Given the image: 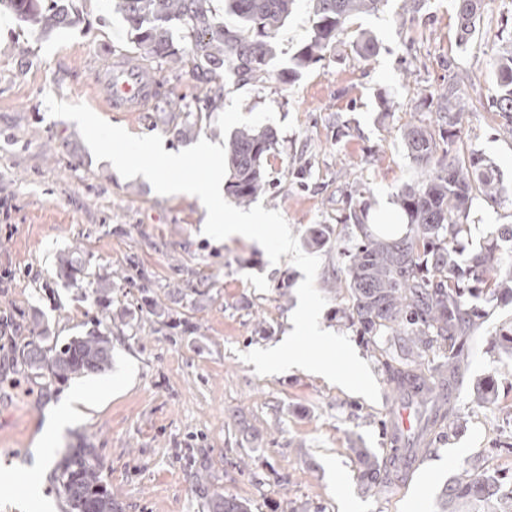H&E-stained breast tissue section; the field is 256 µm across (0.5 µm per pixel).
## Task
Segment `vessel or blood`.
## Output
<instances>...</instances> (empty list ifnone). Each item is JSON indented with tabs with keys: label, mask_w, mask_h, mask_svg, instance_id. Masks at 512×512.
Listing matches in <instances>:
<instances>
[{
	"label": "vessel or blood",
	"mask_w": 512,
	"mask_h": 512,
	"mask_svg": "<svg viewBox=\"0 0 512 512\" xmlns=\"http://www.w3.org/2000/svg\"><path fill=\"white\" fill-rule=\"evenodd\" d=\"M92 68V95L101 111L141 112L153 101L159 79L146 61L119 55Z\"/></svg>",
	"instance_id": "b4317fda"
}]
</instances>
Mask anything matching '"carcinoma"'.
<instances>
[{
	"mask_svg": "<svg viewBox=\"0 0 512 512\" xmlns=\"http://www.w3.org/2000/svg\"><path fill=\"white\" fill-rule=\"evenodd\" d=\"M115 10L128 25L132 42L149 62L191 64L193 76L209 82L225 67L242 83L263 82L276 77L294 82L303 71L322 61L336 48L344 25L351 18L375 12L386 0H312V28L308 39L293 55L288 68L270 70L276 32L288 18L296 0H227L228 13L236 24L221 25L209 15L205 0H113ZM459 42L467 44L486 9V0H455ZM17 19L42 32L72 26L78 17L74 0H0ZM180 22L189 32V44H174L171 26ZM354 51L364 60L378 51L369 31L358 34ZM496 76L493 112L501 127L512 133V44L492 61ZM435 124H407L401 139L408 156L424 176L406 185L396 196L405 215V230L399 236L369 229V203L364 187L347 195V212L339 219L350 247L336 271V287L347 290L338 315L379 347L388 336L394 354L384 362L393 394L399 402L416 408L419 428L405 442L391 436L392 452L381 463L367 448H355L359 476L365 489L376 492L387 485L390 474L401 471L403 459L428 450L437 428L453 414L451 392L463 381L468 368L469 343L485 322L480 301L512 303V224H496L479 247L465 251L463 240L474 201L490 205L512 200V182L503 180L496 165L473 152L458 156L463 109L457 90L450 86L431 101ZM276 133L270 127L234 131L226 153L229 178L227 192L240 205L250 204L269 181L263 161L274 149ZM327 225L306 231L309 246L322 248L331 241ZM112 326L75 336L58 345L43 347L28 343L21 362L31 371L54 380H69L102 373L112 368ZM495 344L502 365L512 366V323L500 325ZM429 351L441 359L427 369L418 358ZM480 404L495 401L492 383L474 385ZM54 479L70 512H123L102 476L95 450L87 444L71 448L56 463ZM192 485L206 512H248L246 503L224 494L200 466ZM442 512L460 501L473 512H512V490L502 478L487 472L464 470L442 494Z\"/></svg>",
	"mask_w": 512,
	"mask_h": 512,
	"instance_id": "1",
	"label": "carcinoma"
}]
</instances>
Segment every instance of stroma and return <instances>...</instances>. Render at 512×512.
<instances>
[{
    "label": "stroma",
    "instance_id": "1",
    "mask_svg": "<svg viewBox=\"0 0 512 512\" xmlns=\"http://www.w3.org/2000/svg\"><path fill=\"white\" fill-rule=\"evenodd\" d=\"M73 28L45 34L15 19L0 25V466L29 469L41 496L0 490V512H68L51 478L54 462L85 442L125 512H203L191 489V466L245 500L249 512H342L344 499L363 512H410L424 495L436 512L445 484L462 470L512 476V372H505L494 333L512 322V304H487L470 345V366L456 390V411L408 485L365 492L355 449L390 452L393 395L378 353L336 310L344 290L326 287L341 264L337 247L317 250L315 285L327 303L321 324L346 335L368 362L379 402L324 377L292 369L260 376L243 353L278 344L293 329L304 274L282 255L240 235L203 232L195 200L158 195L142 177L123 178L96 160L76 122L50 116L46 94L92 104L90 62L137 55L127 24L106 0H76ZM312 27L309 0H297L276 37L273 71L287 68ZM379 42L364 60L350 44L360 30ZM512 40V0H487L473 39L460 45L455 0H425L409 10L388 0L382 11L351 20L343 43L294 83L237 82L219 75L210 88L222 105L207 111V87L188 69L155 64L161 90L144 112L104 118L134 135H160L178 152L201 138L224 143L239 128L270 126L278 142L264 161L268 192L258 201L279 211L294 237L336 224L351 184L369 188L371 211L393 206L420 171L400 137L403 125L432 118L431 97L458 83L467 101L460 147L493 161L512 180V134L493 114L491 63ZM392 102L384 111V102ZM203 113L192 137L180 134L189 113ZM75 254L77 273L61 276L56 257ZM110 275L108 308L96 303L97 274ZM109 317L112 368L67 381L24 370L15 350L33 340L32 319L49 341L85 335ZM30 395L18 399L10 381ZM495 384L496 401L474 400L478 381ZM74 416L35 463L33 449L49 412L74 388Z\"/></svg>",
    "mask_w": 512,
    "mask_h": 512
}]
</instances>
